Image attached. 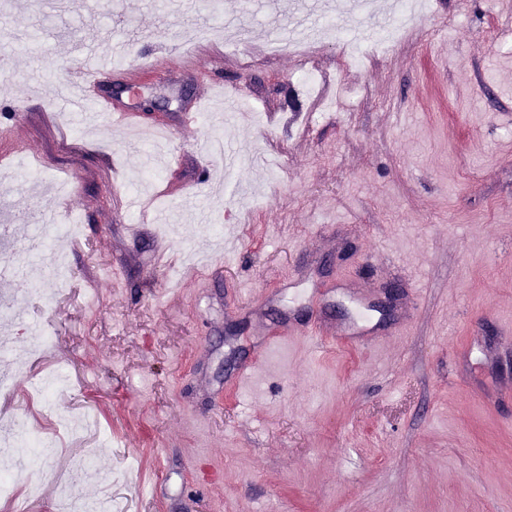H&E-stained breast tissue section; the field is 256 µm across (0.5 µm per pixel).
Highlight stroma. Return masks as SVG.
<instances>
[{"label":"stroma","mask_w":512,"mask_h":512,"mask_svg":"<svg viewBox=\"0 0 512 512\" xmlns=\"http://www.w3.org/2000/svg\"><path fill=\"white\" fill-rule=\"evenodd\" d=\"M510 15L512 0H429L340 103L342 43L324 36L320 104L284 0L0 6V260L16 269L0 278V417L55 443L36 474L0 454V474L40 483L26 512H58L88 448L110 481L76 495L123 512H512ZM111 28L137 29L135 46L91 97L170 99L139 114L171 139L132 210L136 131L53 104L78 41ZM217 77L245 100L230 123ZM215 130L252 157L220 192L204 184L221 179ZM40 222L79 230L32 237ZM313 328L334 344L311 345ZM291 329L292 350L239 384ZM58 369L66 383L39 398Z\"/></svg>","instance_id":"35a3bbf8"}]
</instances>
